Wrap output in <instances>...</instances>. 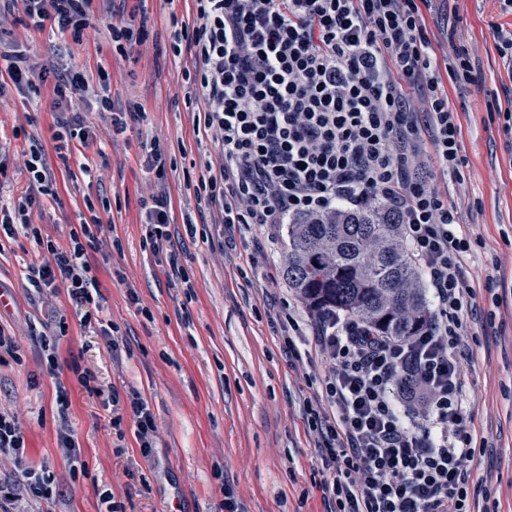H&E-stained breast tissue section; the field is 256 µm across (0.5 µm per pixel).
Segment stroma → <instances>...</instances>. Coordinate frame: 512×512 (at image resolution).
Masks as SVG:
<instances>
[{
  "mask_svg": "<svg viewBox=\"0 0 512 512\" xmlns=\"http://www.w3.org/2000/svg\"><path fill=\"white\" fill-rule=\"evenodd\" d=\"M190 0H97L91 39L74 43L53 25L27 27L22 11L0 14V30L31 61L60 73L83 69L90 86L110 76L109 95L145 114L126 137H105L108 122L94 97L65 105L103 133L102 141L75 146L68 163L53 148V86L35 91L7 87L0 94V161L7 176L0 198L29 185L24 161L32 146L44 148L57 172L61 204L44 203L30 217L45 237L64 242L70 225L86 217L92 199L103 223L121 240L94 258L103 296L102 319L121 336L109 347L101 329L81 327L69 316V333L57 351L60 370L50 375L41 341L68 309L65 292L30 286L27 268L40 259L25 239L0 244V327L14 333L21 362L0 364V407L13 411L26 438V459L51 473L59 496L26 503L27 512H103L99 495L112 492V512H225L232 490L242 512H328L332 475L319 457L317 435L306 426L303 404L320 366L290 361L279 317L300 300L282 268L287 235L268 243L254 228L236 250L223 251V227L197 224L187 235L181 210L184 184L198 175L193 113L183 104L181 74L169 55L164 18L184 17ZM148 12L156 21L140 52L112 51V19ZM426 27L436 54L465 47L474 80L449 86L459 107L463 164L448 181V200L470 242L467 269L476 289L474 334L468 337L466 405L484 448L470 466L473 479L491 491L474 512H512V134H504L494 110L512 102V73L493 39L512 28L506 0H432ZM158 139L173 162L171 240L195 284L193 294L174 284L164 258L142 246L140 199L154 189L139 140ZM90 371L94 391L81 387L73 367ZM70 391L68 426L80 447L84 474L70 476L57 446L56 380ZM148 401L157 423L154 447L143 455L129 408L131 392Z\"/></svg>",
  "mask_w": 512,
  "mask_h": 512,
  "instance_id": "obj_1",
  "label": "stroma"
}]
</instances>
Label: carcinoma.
<instances>
[{"mask_svg":"<svg viewBox=\"0 0 512 512\" xmlns=\"http://www.w3.org/2000/svg\"><path fill=\"white\" fill-rule=\"evenodd\" d=\"M400 238L381 203L295 219L283 274L311 310L344 312L405 340L422 331L428 310L421 273Z\"/></svg>","mask_w":512,"mask_h":512,"instance_id":"carcinoma-1","label":"carcinoma"}]
</instances>
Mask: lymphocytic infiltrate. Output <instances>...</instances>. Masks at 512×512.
<instances>
[{
  "label": "lymphocytic infiltrate",
  "instance_id": "obj_1",
  "mask_svg": "<svg viewBox=\"0 0 512 512\" xmlns=\"http://www.w3.org/2000/svg\"><path fill=\"white\" fill-rule=\"evenodd\" d=\"M29 26L53 23L83 42L95 0H19ZM192 17L171 34L185 60L184 99L195 112L206 162L193 186L197 212L219 214L222 249L235 230L257 225L268 241L299 215L385 203L403 226L401 242L422 271L431 297L419 336L396 341L343 313L297 311L281 322L290 359L311 330L321 355V385L304 403L319 434L323 465L334 477L329 512H470L476 453L474 414L463 405L462 342L471 335L475 290L467 276L468 241L457 211L431 181L433 169L457 175L460 126L448 83L472 81L465 49L437 58L422 8L430 0H193ZM50 78L16 43L0 39V87H32ZM29 190L0 203V233L41 247L31 286L64 290L81 326L102 310L97 267L102 221L89 220L65 243L44 240L30 221L42 199L59 201L42 148L25 161ZM143 244L164 255L168 276L193 283L167 232L172 205L142 199ZM15 415L0 411V452L14 457L20 484L0 482V512L56 494L45 471L28 467Z\"/></svg>",
  "mask_w": 512,
  "mask_h": 512
}]
</instances>
